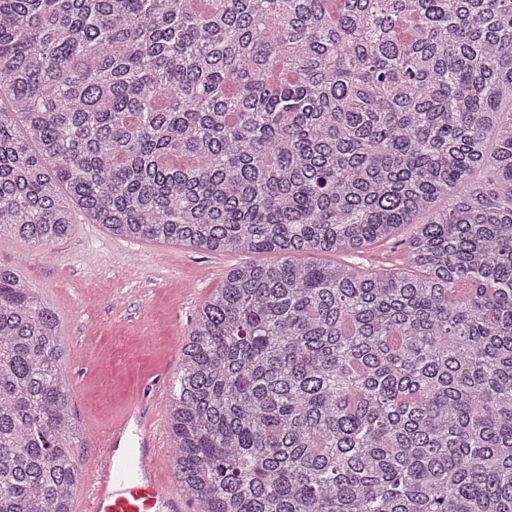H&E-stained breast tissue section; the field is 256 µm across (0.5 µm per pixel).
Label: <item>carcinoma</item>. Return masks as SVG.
<instances>
[{
  "label": "carcinoma",
  "instance_id": "obj_1",
  "mask_svg": "<svg viewBox=\"0 0 512 512\" xmlns=\"http://www.w3.org/2000/svg\"><path fill=\"white\" fill-rule=\"evenodd\" d=\"M79 216L281 256L182 349L199 512H512V0H0V237ZM63 357L0 265V512H72ZM411 231L410 226H403L395 236L368 244L358 253L315 254L310 259L316 262L350 264L360 271L368 268L403 270L406 269L404 257Z\"/></svg>",
  "mask_w": 512,
  "mask_h": 512
}]
</instances>
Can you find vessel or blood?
<instances>
[{
	"mask_svg": "<svg viewBox=\"0 0 512 512\" xmlns=\"http://www.w3.org/2000/svg\"><path fill=\"white\" fill-rule=\"evenodd\" d=\"M165 445L159 414L129 403L99 443L101 463L81 489L84 512H195L194 501L160 475Z\"/></svg>",
	"mask_w": 512,
	"mask_h": 512,
	"instance_id": "obj_1",
	"label": "vessel or blood"
}]
</instances>
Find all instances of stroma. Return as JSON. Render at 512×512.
I'll use <instances>...</instances> for the list:
<instances>
[{"label":"stroma","instance_id":"1","mask_svg":"<svg viewBox=\"0 0 512 512\" xmlns=\"http://www.w3.org/2000/svg\"><path fill=\"white\" fill-rule=\"evenodd\" d=\"M410 235L404 226L361 252L324 260L401 270ZM277 259L120 238L98 224L75 225L70 236L46 246L0 238V265L20 267L61 320L83 471L97 462L101 436L132 400H157L161 417H168L183 342L225 269Z\"/></svg>","mask_w":512,"mask_h":512}]
</instances>
